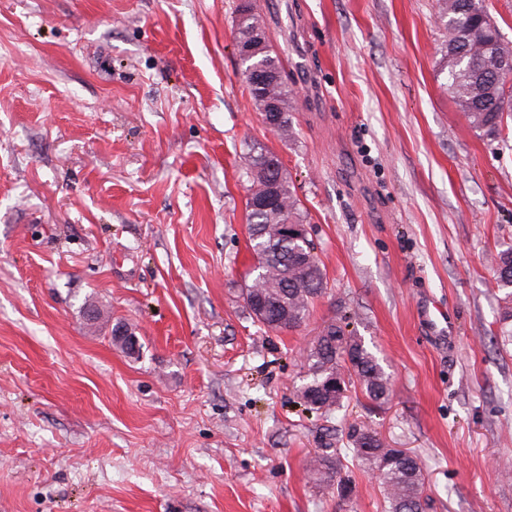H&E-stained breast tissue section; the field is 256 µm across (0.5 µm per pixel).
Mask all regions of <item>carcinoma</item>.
<instances>
[{"label":"carcinoma","mask_w":512,"mask_h":512,"mask_svg":"<svg viewBox=\"0 0 512 512\" xmlns=\"http://www.w3.org/2000/svg\"><path fill=\"white\" fill-rule=\"evenodd\" d=\"M443 22V45H453L454 35L464 33L466 42L453 45L444 51V68L448 72V90L471 128L487 137L500 134L504 123L512 119V106L504 107L502 99L505 79L491 81V69L487 68L473 47L491 40L500 41L502 35L495 24L480 19L472 11V0H439ZM259 15L250 18L237 16L236 43L249 39L252 24ZM247 68L265 67L279 73L275 86L265 89L246 85L256 111L264 112L266 96L277 99L280 111L290 112L291 90L288 87L281 59L271 46L244 60ZM281 204L276 211L258 212L247 209V227L257 270H265V277L254 278L242 294L250 297L263 292L288 307L292 328L303 322L314 300L322 296L326 280L317 256L312 255L313 268L296 267L300 250L307 255L314 251L313 243L291 241L286 251L275 254L271 242L277 235L276 225L306 223L288 176L280 183ZM494 269L498 290L503 298L500 323L501 335L512 342V247L495 256ZM355 352L351 362L342 353ZM305 377L299 390L310 393L313 399L306 408L312 412L331 415L343 407L345 392L358 388L372 403L381 405L389 400V377L379 359L366 347L364 340L345 331L341 325L331 323L324 329L316 345L304 354ZM348 451L367 470L377 471L384 500L383 512H426L424 497V464L422 460L399 448H390L379 434L368 427H354L347 433ZM342 466V452L328 442L322 453L311 462L310 473L314 481L330 483L337 477Z\"/></svg>","instance_id":"1"}]
</instances>
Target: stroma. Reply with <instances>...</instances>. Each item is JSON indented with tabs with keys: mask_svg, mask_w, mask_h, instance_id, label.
<instances>
[{
	"mask_svg": "<svg viewBox=\"0 0 512 512\" xmlns=\"http://www.w3.org/2000/svg\"><path fill=\"white\" fill-rule=\"evenodd\" d=\"M239 2L0 0V512H382L371 472L349 467L346 500L310 478L353 426L425 461L429 512H512V344L490 346L512 132L479 135L449 94L438 0H255L293 91L280 141L240 74ZM252 147L328 283L293 330L242 296ZM343 317L393 392L329 420L297 390Z\"/></svg>",
	"mask_w": 512,
	"mask_h": 512,
	"instance_id": "35a3bbf8",
	"label": "stroma"
}]
</instances>
